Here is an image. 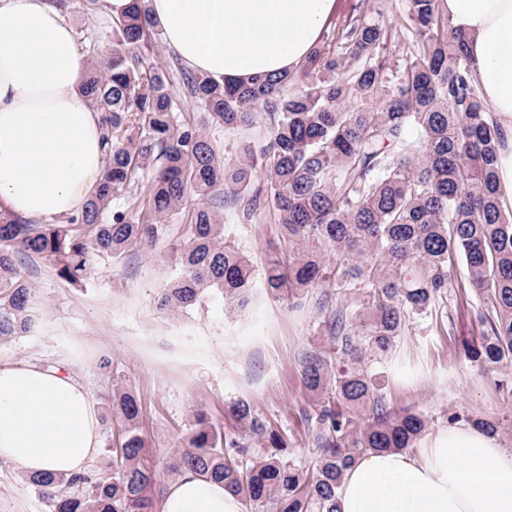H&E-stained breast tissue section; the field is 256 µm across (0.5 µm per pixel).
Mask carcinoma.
Returning <instances> with one entry per match:
<instances>
[{"instance_id": "obj_1", "label": "carcinoma", "mask_w": 512, "mask_h": 512, "mask_svg": "<svg viewBox=\"0 0 512 512\" xmlns=\"http://www.w3.org/2000/svg\"><path fill=\"white\" fill-rule=\"evenodd\" d=\"M357 0L337 38L299 68L221 85L202 73L147 64L155 52L144 0L113 20L109 71L83 86L103 113L107 166L97 196L62 224H30L0 210V339L31 328V285L23 258L47 259L82 285L95 262H116L168 237V221L189 198L196 207L181 252L183 268L158 299L187 312L210 292L245 309L255 281L291 306H308L328 349L306 353L302 381L316 457L306 466L276 429L243 401L232 424L199 410L163 463L224 482L248 512H336V492L358 457L417 446L427 417L393 409L385 378L415 323L448 315L459 262L478 309L479 336L461 341L486 373L512 364V210L499 199L496 161L504 135L472 76L466 38L438 0H406L397 30L366 16ZM345 53L336 54V41ZM229 134L262 118L269 137L228 160L202 129L175 111L176 86ZM265 158L266 182L251 189L249 158ZM125 199L122 206L113 202ZM265 202L277 220L280 254L262 272L224 239L217 209L242 205L250 219ZM121 426L112 472L30 475L50 512H155L156 469L139 428L140 405L112 389ZM496 431L491 419L448 413Z\"/></svg>"}]
</instances>
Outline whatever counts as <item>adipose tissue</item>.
<instances>
[{
	"label": "adipose tissue",
	"instance_id": "1",
	"mask_svg": "<svg viewBox=\"0 0 512 512\" xmlns=\"http://www.w3.org/2000/svg\"><path fill=\"white\" fill-rule=\"evenodd\" d=\"M152 20L193 71L218 81L295 69L335 0H147ZM467 37L472 74L505 134L497 170L512 204V0H440ZM90 61L51 0H0V209L58 224L100 187L102 114L83 91ZM96 396L71 364L0 362V459L26 474L88 472L100 447ZM338 512H512V448L456 423L407 451L347 469ZM223 482L183 470L160 512H243Z\"/></svg>",
	"mask_w": 512,
	"mask_h": 512
}]
</instances>
